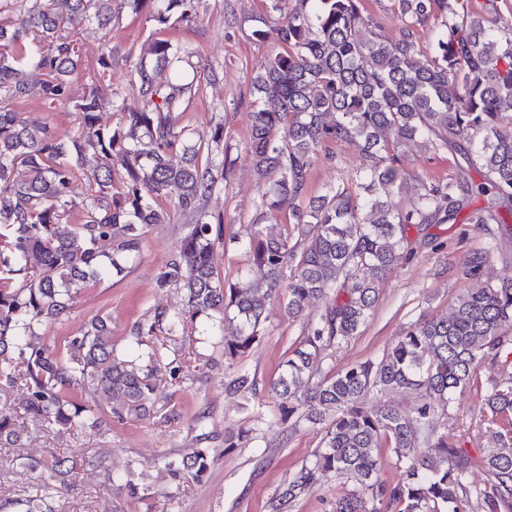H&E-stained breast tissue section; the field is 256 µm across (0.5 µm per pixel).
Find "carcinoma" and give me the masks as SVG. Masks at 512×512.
<instances>
[{"mask_svg":"<svg viewBox=\"0 0 512 512\" xmlns=\"http://www.w3.org/2000/svg\"><path fill=\"white\" fill-rule=\"evenodd\" d=\"M16 19L0 24V94L16 105L36 94L47 105L68 104L79 117L67 139L49 124H32L0 104V397L21 383V409L36 425L106 435L108 420L163 414L155 380L187 383L186 358L173 346L198 334L219 337L224 355L240 356L260 340L267 302L282 294L290 318L329 297L284 361L271 391L281 403L306 406L304 419L324 426L322 450L278 493L272 508L288 512L330 475L355 489L336 512H512V374L485 388L480 425L500 447L474 457L448 442L438 416L453 419L455 395L479 385V372L512 355V277H484L487 255H476L463 289L445 315L407 325L376 359L355 363L314 383L323 354L358 335L372 316L380 282L417 254L411 231L455 222L471 199L485 205L471 224H502L512 215V24L499 26L470 0H393L401 28L389 38L362 0H299L274 30L280 51L255 76V110L247 148L264 186L262 218L288 212L286 224H252L250 263L233 281L221 278L217 248L223 218L200 204L218 188L212 145L224 126L190 142L172 122L200 68L197 51L156 37L152 66L140 62L131 81L140 108L113 127L99 122L101 85L112 71V50L96 62L94 80L75 92L85 24L112 27V0H19ZM149 8L164 32L172 18L191 21L200 0H130ZM433 21L432 39L415 40ZM355 148L359 165L323 194L305 199L310 168L329 146ZM451 150L462 172L479 180L411 175L402 156L412 145ZM97 160L85 173L89 157ZM86 175V196L70 186ZM188 220L179 249L159 272L156 287L180 292V307L157 308L132 325L125 355L112 342L108 319L97 315L55 350L40 347L38 330L69 317L81 292L140 255L147 227L166 224V204ZM410 390L412 413L372 393ZM119 395L123 403L112 405ZM11 407H0V440L15 436ZM392 448L402 477L378 482L382 449ZM213 448H194L167 468L198 482ZM40 471L35 495L6 498L0 512H52L66 478L87 468L110 489L137 488L96 454L52 455L30 464ZM480 468L487 480L470 481Z\"/></svg>","mask_w":512,"mask_h":512,"instance_id":"carcinoma-1","label":"carcinoma"}]
</instances>
